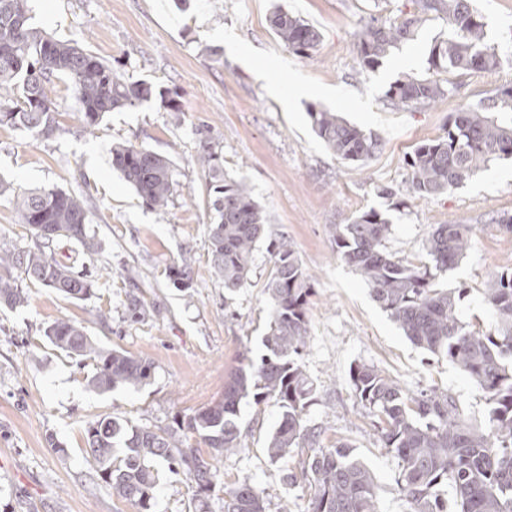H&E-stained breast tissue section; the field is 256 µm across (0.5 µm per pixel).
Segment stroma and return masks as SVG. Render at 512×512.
I'll return each instance as SVG.
<instances>
[{"mask_svg":"<svg viewBox=\"0 0 512 512\" xmlns=\"http://www.w3.org/2000/svg\"><path fill=\"white\" fill-rule=\"evenodd\" d=\"M473 6L502 67L452 75L456 96L397 109L387 97L390 85L406 73L427 75L431 47L454 36V27L431 18L372 71L361 69L354 36L370 20L384 22L409 10L411 0H190L183 9L173 0H32L36 27L78 43L127 78L177 93L184 117L174 122L153 99L106 114L91 134L69 82L60 81L52 135L0 126V178L86 198L89 232L102 246L92 265L112 270L84 299L26 280L27 305L0 306V512H137L97 479L85 454L88 424L113 416L166 429L175 418L221 400L230 372L243 358L265 352L269 245L283 238L312 277L302 364L316 399L305 419L322 429L324 446L346 443L372 471L377 512H409L397 461L349 385L351 365L376 367L413 390L448 392L473 424L487 425L488 407L472 378L403 335L361 276L337 258L329 227L371 208L390 211L387 250L416 263L426 257L434 225H471L470 249L435 285L463 289L464 322L493 326L483 290L492 272L512 268V231L496 222L512 215V159L489 163L459 187L426 200L404 190L413 148L442 136L460 105L480 104L512 82V0H473ZM277 7L320 31L311 57L289 53L275 38L268 17ZM313 106L379 135L380 151L363 164L334 158L311 127ZM201 129L218 142L226 175L247 183L267 215L250 280L230 298L207 262L212 214L208 178L197 163ZM121 141L170 158L176 187L166 215L143 204L113 169L112 146ZM380 184L399 188L396 200L380 197ZM184 256L195 283L189 290L166 277L167 267ZM129 292L159 307L162 319H128ZM104 310L111 313L105 322L99 317ZM60 318L78 321L102 346L150 360L149 383L90 390L92 366L78 365L43 335ZM279 419L274 402H241L243 447L225 456L208 512H224L223 488L245 477L270 493L268 512L285 505L307 512L305 485L289 483L288 462L270 461L265 453ZM158 471L152 512H195L186 475L163 464Z\"/></svg>","mask_w":512,"mask_h":512,"instance_id":"1","label":"stroma"}]
</instances>
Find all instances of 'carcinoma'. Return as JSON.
<instances>
[{
  "instance_id": "cac0c4a2",
  "label": "carcinoma",
  "mask_w": 512,
  "mask_h": 512,
  "mask_svg": "<svg viewBox=\"0 0 512 512\" xmlns=\"http://www.w3.org/2000/svg\"><path fill=\"white\" fill-rule=\"evenodd\" d=\"M31 0H0V125L48 136L55 130L53 86L70 82L92 132L103 117L156 95L179 122L181 103L143 80L132 81L85 48L50 37L31 23ZM418 9L378 23L371 21L356 34L360 66L373 70L392 48L412 39L429 20L443 17L459 35L433 45L432 73L404 74L388 90L401 108L429 105L454 90L441 73L495 71L498 54L486 45L485 24L472 0H417ZM270 28L289 52L309 57L321 40L320 32L277 8ZM512 112V83L501 86L486 106L462 105L448 123L445 135L417 145L408 161L406 190L426 200L462 185L489 162L512 157V125L503 126L487 113ZM312 128L325 147L344 162H364L375 156L380 137L350 124L338 113L312 107ZM198 164L209 177L208 256L214 276L233 295L245 287L254 251L265 233L266 215L251 188L224 173L219 146L203 140ZM112 167L134 188L146 206L164 214L173 195L175 173L169 158L131 142L112 147ZM0 197L12 202L19 223L34 239L32 247L11 250L0 245V304L22 307L28 296L18 281L51 288L67 299L94 293L95 281L84 271L52 257V246L66 239L90 257L101 245L88 230L83 198L63 190L30 189L0 179ZM392 232L390 217L371 209L348 224L330 225L336 254L353 267L374 300L398 324L404 335L428 353L448 359L479 385L489 407V425L481 428L463 420L455 398L432 389L413 393L381 370L356 364L349 369L355 397L373 419L383 448L398 460L397 482L409 512H448L445 490L453 497V512H512V270L491 277L484 298L495 317L494 328L483 330L461 320L458 301L464 288L434 287L437 275L455 267L472 242V227L436 224L424 249L431 264H405L386 251ZM274 264L264 288L270 303L269 324L260 360L244 358L229 375L224 399L183 418L174 430L156 431L120 419H100L87 427L85 453L98 478L112 496L151 512L158 485L156 465L186 473L195 484L198 507L215 491L216 464L242 448L237 423L239 404L274 401L281 419L266 443L274 462L286 461L296 448L307 449L289 471L290 483L302 480L309 491L308 512H377V485L370 470L347 450V444L320 446L321 430L303 419L315 400L314 384L300 361L308 337L307 304L311 276L295 250L285 241L273 245ZM20 277H15L14 272ZM167 277L178 288L193 287L187 258L168 267ZM131 320L160 316L136 295H127ZM56 348L80 361L93 362L87 377L96 392L117 387L139 388L153 374V364L119 348L93 342L81 324L60 319L44 330ZM194 437L208 454L188 443ZM267 492L247 477L225 489L224 512H266Z\"/></svg>"
}]
</instances>
